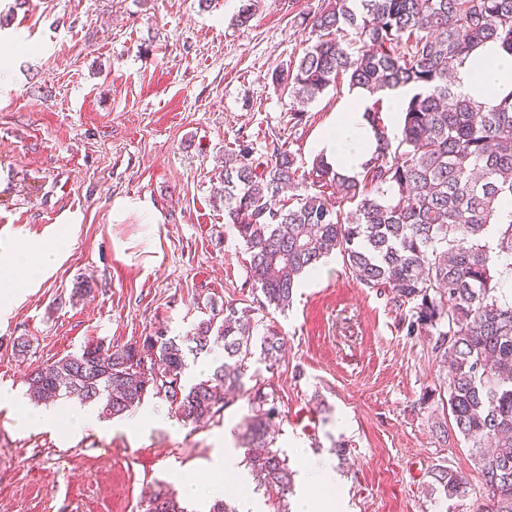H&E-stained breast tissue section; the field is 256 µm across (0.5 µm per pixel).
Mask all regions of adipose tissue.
Masks as SVG:
<instances>
[{
	"label": "adipose tissue",
	"instance_id": "ef3b65f1",
	"mask_svg": "<svg viewBox=\"0 0 512 512\" xmlns=\"http://www.w3.org/2000/svg\"><path fill=\"white\" fill-rule=\"evenodd\" d=\"M455 89L484 106H495L512 93V54L492 43L476 49L458 65ZM368 101L365 91L353 89L349 102L335 113L332 125L315 145L337 172L351 178L361 177L365 163L377 147L365 114ZM63 250L64 242L58 239L0 251V265L20 271L22 275L21 282L0 284V316L11 312L22 288L39 284L45 273L58 263Z\"/></svg>",
	"mask_w": 512,
	"mask_h": 512
}]
</instances>
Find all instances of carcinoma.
<instances>
[{"label": "carcinoma", "mask_w": 512, "mask_h": 512, "mask_svg": "<svg viewBox=\"0 0 512 512\" xmlns=\"http://www.w3.org/2000/svg\"><path fill=\"white\" fill-rule=\"evenodd\" d=\"M307 27L303 56L277 67L273 83L300 105V120L303 106L343 77L373 98L367 117L378 151L364 178L340 175L322 154L301 174L292 153L276 147L256 159L241 142L224 154L213 199L244 241L250 276L268 305L288 307L302 275L334 252L362 285L387 288L395 302L411 305L407 334L436 337L447 363L448 409L453 430L474 449L481 512H512V297L497 288L498 277L512 275V99L487 110L449 82L479 45L492 41L512 54V0H326ZM407 86L414 93L394 148L379 103ZM325 187L336 190L334 200ZM344 202L353 208L344 210ZM255 330L228 303L222 320L212 317L180 341L157 331L120 349L87 344L32 372L28 391L43 404L100 401L110 417L152 393L195 425L242 392L251 411L242 445L253 479L284 498L292 472L273 449L274 392L245 388ZM185 344L197 353L224 349V361L188 388L181 384ZM285 346L266 328L259 361L275 365ZM431 475L445 500L467 493V479L453 468ZM146 512L184 508L161 487Z\"/></svg>", "instance_id": "obj_1"}]
</instances>
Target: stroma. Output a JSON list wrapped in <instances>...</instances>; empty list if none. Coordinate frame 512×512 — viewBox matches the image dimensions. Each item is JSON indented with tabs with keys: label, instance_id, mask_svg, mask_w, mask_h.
Returning a JSON list of instances; mask_svg holds the SVG:
<instances>
[{
	"label": "stroma",
	"instance_id": "35a3bbf8",
	"mask_svg": "<svg viewBox=\"0 0 512 512\" xmlns=\"http://www.w3.org/2000/svg\"><path fill=\"white\" fill-rule=\"evenodd\" d=\"M321 3L260 0L241 28V0H0V247L68 236L57 268L0 318V388L31 405L29 374L87 343L120 348L160 329L183 337L232 303L287 342L274 367L251 364L244 382L277 398L290 512L313 463L336 474L317 495L339 512H478L469 444L436 435L451 419L448 394L434 337L406 333L409 306L361 285L337 253L301 277L289 309L264 306L212 198L242 139L257 158L284 145L310 171L350 87L327 88L298 121L271 73L302 56L303 19ZM81 281L92 290L77 298ZM77 405L59 400L61 425L30 431L0 409V512H145L150 490H178L183 469L210 480L214 449L246 455L244 396L203 427L148 395L75 433ZM439 465L468 478L466 497L450 504L430 491ZM221 500L275 512L279 497L247 470L225 478Z\"/></svg>",
	"mask_w": 512,
	"mask_h": 512
}]
</instances>
